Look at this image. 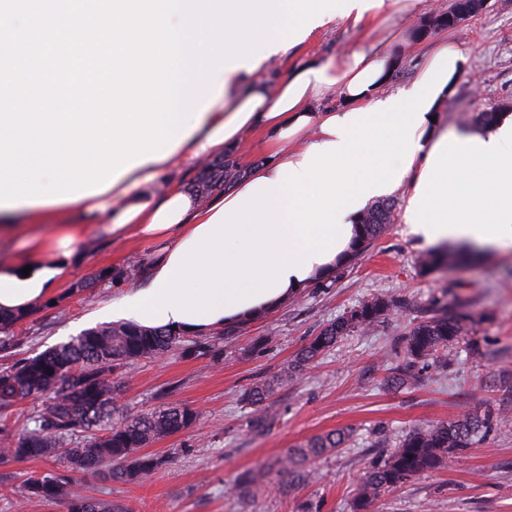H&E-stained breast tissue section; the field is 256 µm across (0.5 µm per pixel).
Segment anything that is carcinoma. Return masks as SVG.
Here are the masks:
<instances>
[{
	"instance_id": "carcinoma-1",
	"label": "carcinoma",
	"mask_w": 512,
	"mask_h": 512,
	"mask_svg": "<svg viewBox=\"0 0 512 512\" xmlns=\"http://www.w3.org/2000/svg\"><path fill=\"white\" fill-rule=\"evenodd\" d=\"M482 0H452L448 11L431 13L425 21L431 31L456 27L457 11L472 7L474 15L485 7ZM502 113L491 107L475 113L472 122L481 128L492 127ZM245 174L231 155L222 153L204 159L188 188L200 201L214 193L230 189ZM394 203L380 202L366 212L360 232L350 251L348 262L363 255L392 223ZM458 257L429 253L418 265L423 273L453 266ZM143 268L138 262L122 267L102 269L77 285L76 291L94 288L102 281L120 284L135 280ZM395 307L393 300L374 296L325 325L298 352L288 371L269 382L255 384L243 393V400L260 412L255 425L264 427L270 417L264 402L280 386L293 380L294 374L324 356L339 338L356 330H368L381 322ZM38 311V308L16 315L0 314V351L14 347L16 328ZM236 331L226 326L208 338L191 339L179 332L145 328L136 324L96 326L84 330L70 341L48 349L34 357L22 358L0 368V413H7L30 396L45 397V406L30 418L34 427L14 436L7 428L0 429V458L24 460L61 452L68 471L53 477L31 476L24 488L30 497L46 502L67 500L68 512H123L110 502L85 496L67 499L71 475L95 469L108 461L113 468L110 477L126 482L151 477L166 460L144 451L154 441L191 428L198 412L185 405L171 402L162 408L143 414H121L115 403L119 379L127 375L133 364L142 358H158L177 350L195 358H212L222 354L224 337ZM467 336L466 315L448 307L440 314L413 324L404 337L402 362L389 381L398 386L408 385L412 370L423 364L437 369L448 347ZM499 411L487 409L480 415H466L409 429L396 447L382 460L374 462L364 474L358 488L354 512H365L373 500L407 483L423 473L451 466L468 454L497 425ZM347 441L341 431L318 436L278 462V471L288 475V490H299L314 479L306 462L339 448ZM243 484L258 494L270 487L269 472L256 470L245 476Z\"/></svg>"
}]
</instances>
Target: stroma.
Instances as JSON below:
<instances>
[{"instance_id":"stroma-1","label":"stroma","mask_w":512,"mask_h":512,"mask_svg":"<svg viewBox=\"0 0 512 512\" xmlns=\"http://www.w3.org/2000/svg\"><path fill=\"white\" fill-rule=\"evenodd\" d=\"M450 2L423 0L417 12L395 16L374 30L339 23L332 32L310 38L296 54L273 61L270 70L281 76L310 55L331 57L370 47L391 31L415 28L428 12L447 11ZM447 37L463 50L465 61L439 105V123L470 131L473 113L493 103L512 104V0H488L482 14ZM156 248L133 235L89 233L80 261L54 292L57 306L39 310L23 325L16 356L69 341L75 324L124 293L108 283L79 293L76 285L99 270L148 261ZM427 250L409 235L402 208H395L386 233L354 264L337 270L329 287L304 289L225 338L220 358L171 352L140 361L121 381L118 406L135 414L173 400L198 410L199 419L149 445V452L167 459L150 478L124 482L79 473L72 493L105 499L126 512H244L240 496L231 491L234 483L275 465L313 437L341 430L349 436L346 447L311 460L313 483L293 495L269 490L251 512H352L364 472L408 429L493 407L498 424L481 445L450 468L416 476L373 501L367 512H512V394L505 390L512 383V248L424 274L417 260ZM376 295L395 300L390 315L373 330L340 338L288 387L275 390L266 402L273 423L256 434L244 390L272 380L327 323ZM453 302L470 312L469 337L486 359L473 361L459 344L443 370L418 368L411 385L388 387L408 324ZM63 468L57 456L0 461V512H67L65 502L25 497L23 486L28 476Z\"/></svg>"}]
</instances>
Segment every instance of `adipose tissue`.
Listing matches in <instances>:
<instances>
[{
	"instance_id": "ef3b65f1",
	"label": "adipose tissue",
	"mask_w": 512,
	"mask_h": 512,
	"mask_svg": "<svg viewBox=\"0 0 512 512\" xmlns=\"http://www.w3.org/2000/svg\"><path fill=\"white\" fill-rule=\"evenodd\" d=\"M255 69H227L217 97L187 116L169 155L119 176L106 191L54 204L0 207V230L16 219L48 224L27 255L0 263V312L46 299L77 258L88 225L107 236L159 240L142 281L98 315L147 328L204 336L271 313L315 281L331 277L367 204L402 194L404 219L429 243L512 246V114L481 134L432 123L464 57L450 42L425 55L410 88L386 91L394 57L376 48L308 57L270 82L283 56L267 34ZM336 92L338 106L316 104ZM262 134L264 163L222 196L201 204L181 184L156 192L163 171L212 154L239 152L245 133ZM29 276H22V269Z\"/></svg>"
}]
</instances>
